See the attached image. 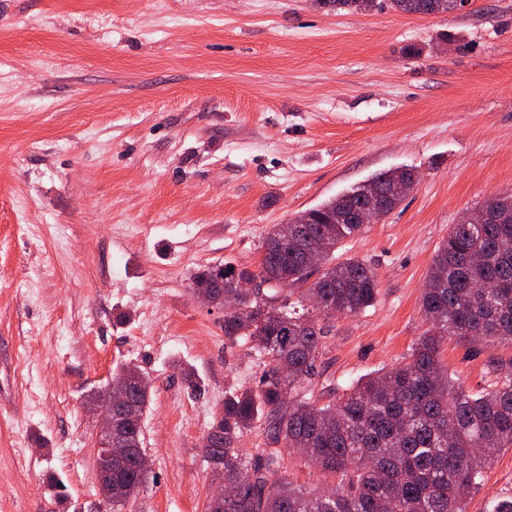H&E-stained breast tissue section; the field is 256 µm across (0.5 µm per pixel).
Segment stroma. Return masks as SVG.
<instances>
[{
	"label": "stroma",
	"mask_w": 512,
	"mask_h": 512,
	"mask_svg": "<svg viewBox=\"0 0 512 512\" xmlns=\"http://www.w3.org/2000/svg\"><path fill=\"white\" fill-rule=\"evenodd\" d=\"M397 169L414 188L336 252L371 265L379 295L324 321L301 386L322 404L404 360L450 225L512 193V0H0V512H105L86 399L124 364L149 382L153 480L123 512H206L222 476L203 436L263 363L195 301V273L258 270L274 225ZM441 359L477 393L512 345L452 338ZM281 455L305 492L336 480ZM509 491L505 448L466 512ZM390 8L407 14H429L435 7V2L443 1L445 6L442 12L453 10L451 7L453 0H387Z\"/></svg>",
	"instance_id": "obj_1"
}]
</instances>
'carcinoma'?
Listing matches in <instances>:
<instances>
[{
	"mask_svg": "<svg viewBox=\"0 0 512 512\" xmlns=\"http://www.w3.org/2000/svg\"><path fill=\"white\" fill-rule=\"evenodd\" d=\"M407 14H428L437 0H388ZM352 12H369L377 0H320ZM415 183L409 170L384 171L367 183L308 210L306 224H276L263 241L258 272L231 264L205 266L193 283L222 281L238 310L224 314V338L244 341L264 359L253 387L224 396L219 421L211 424L224 449V484L237 493L224 504L209 502L207 512H466L467 497L493 454L512 447V372L497 376L492 387L473 394L454 385L440 353L457 336L491 346L512 344V193L485 200L478 211L483 224L452 226L430 265L422 296L429 328L405 361L369 373L335 400L319 405L291 396L315 373L322 354V328L297 307L308 297L325 318L354 315L374 305L379 294L376 272L363 261L336 262V250L361 225L346 220L358 206L375 198L381 216L403 198L400 182ZM323 246L320 266L307 268L305 247ZM259 278L270 293L261 296L236 288ZM131 384L132 401L144 413L142 378L123 365L112 378ZM264 421L267 439L301 448L325 472L341 479L316 494L303 492L281 474L276 448L239 455V436ZM129 451L112 463V510L120 512L150 479L139 465L142 432L123 429Z\"/></svg>",
	"mask_w": 512,
	"mask_h": 512,
	"instance_id": "carcinoma-1",
	"label": "carcinoma"
}]
</instances>
